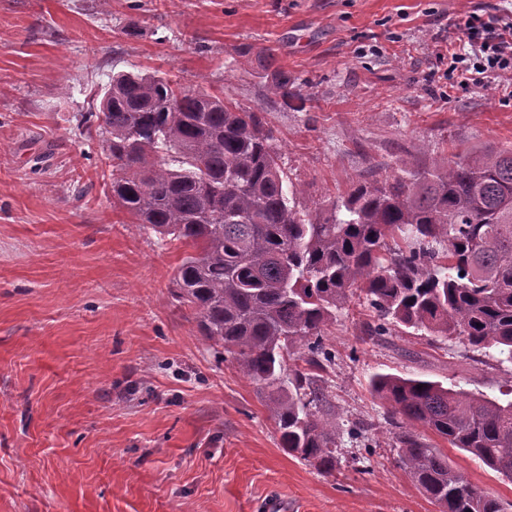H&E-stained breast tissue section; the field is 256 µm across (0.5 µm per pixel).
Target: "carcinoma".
<instances>
[{
    "label": "carcinoma",
    "mask_w": 512,
    "mask_h": 512,
    "mask_svg": "<svg viewBox=\"0 0 512 512\" xmlns=\"http://www.w3.org/2000/svg\"><path fill=\"white\" fill-rule=\"evenodd\" d=\"M257 62L283 103L308 101L272 50ZM91 120L112 198L131 223L191 249L175 276L179 302L258 386L281 448L320 472L336 470L340 433L321 413L324 388L298 369L283 379L285 355L303 347L307 365L323 368L325 330L352 298L374 313L373 336L393 326L462 336L512 364V147L428 167L403 159L313 218L289 205L296 191L259 108L123 71ZM371 386L389 405L397 463L437 512H512L417 433L431 431L512 482V400L390 374Z\"/></svg>",
    "instance_id": "cac0c4a2"
}]
</instances>
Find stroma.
Listing matches in <instances>:
<instances>
[{"label": "stroma", "mask_w": 512, "mask_h": 512, "mask_svg": "<svg viewBox=\"0 0 512 512\" xmlns=\"http://www.w3.org/2000/svg\"><path fill=\"white\" fill-rule=\"evenodd\" d=\"M502 0H0V512H435L396 466L376 374L499 396L512 368L464 339L393 328L356 304L315 377L341 431L333 474L284 452L263 396L174 296L177 241L129 226L98 111L141 70L260 106L300 209L402 159L512 145L495 89L450 94L437 54ZM275 48L306 106L282 104ZM477 488L512 483L437 441ZM258 65L271 77L269 89L271 93L280 98L285 105L293 100H300L303 107L308 98L303 97L295 86L294 80L288 76V72L277 66V59L271 49L258 55Z\"/></svg>", "instance_id": "35a3bbf8"}]
</instances>
